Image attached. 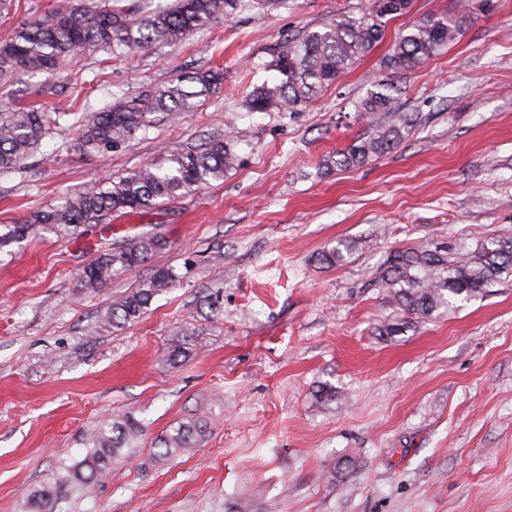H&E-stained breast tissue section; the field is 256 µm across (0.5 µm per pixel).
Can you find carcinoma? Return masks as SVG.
Masks as SVG:
<instances>
[{"mask_svg": "<svg viewBox=\"0 0 512 512\" xmlns=\"http://www.w3.org/2000/svg\"><path fill=\"white\" fill-rule=\"evenodd\" d=\"M411 4L412 0H369L366 8L341 12L320 29L288 42L270 64L281 75L279 82L254 88L245 100L247 109L280 112L311 101L382 40L386 17L407 14ZM228 7L247 8L249 4L245 0H174L167 8L141 15L136 6L124 5L122 0L101 4L68 0L0 40V82L35 72L59 74L78 56L97 47L149 55L210 26ZM462 21L461 17L441 16L405 26L383 58V70L411 72L453 42ZM223 81V72L199 69L178 74L135 96L117 98L93 117L75 119L70 125L74 147L83 152H105L133 132L150 127L157 113L172 119L196 111ZM397 92L385 76L369 81L357 111L366 116L381 113L384 120L371 122L364 136L328 157L326 168L361 166L411 132L414 113L402 111ZM60 117L61 113L44 109L0 108V172L19 169L39 141L58 127ZM233 142L230 136L211 141L199 151L173 154L164 165L142 166L117 179L67 193L58 204L34 211L15 224H0V253L10 255L13 246L45 233L61 240L76 239L84 235V228L107 215L147 212L196 186L221 180L237 161ZM163 245L164 237L157 233L134 235L112 245L84 269V286L95 291L113 277L138 269ZM504 274H512V240L488 238L468 253L450 252L445 247L395 250L379 284L411 318L429 319L455 308L458 302L478 297ZM177 281L171 270L144 281L119 306L109 309L103 321L112 327L137 321L152 300ZM203 428L199 420L183 422L162 435L156 446L166 455L187 451ZM141 433L140 423L131 417L104 422L87 439L83 459L68 469V481L94 482L124 450L134 447Z\"/></svg>", "mask_w": 512, "mask_h": 512, "instance_id": "carcinoma-1", "label": "carcinoma"}]
</instances>
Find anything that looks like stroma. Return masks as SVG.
Instances as JSON below:
<instances>
[{"label":"stroma","instance_id":"35a3bbf8","mask_svg":"<svg viewBox=\"0 0 512 512\" xmlns=\"http://www.w3.org/2000/svg\"><path fill=\"white\" fill-rule=\"evenodd\" d=\"M367 0H257L151 56L98 48L68 71L0 85V107L56 108L60 128L0 173V223L62 194L237 135L223 180L158 209L115 214L94 246L54 235L0 254V512H512V275L431 319L406 320L378 285L390 251H471L512 239V0H412L377 47L317 99L252 112L287 45ZM461 36L397 78L418 121L362 167L324 169L367 131L355 103L401 29L434 14ZM198 68L224 72L197 111L136 131L107 153L71 143L75 112ZM157 231L166 244L98 292L100 248ZM350 247L339 265L322 252ZM174 288L123 327L105 325L155 273ZM217 309H210L211 297ZM401 332L382 335L384 324ZM143 434L100 480L58 486L101 421ZM190 451L154 442L180 423ZM204 424L200 420L183 422L172 432L165 433L156 442L158 448H164V455L177 451H188L194 448L197 438L203 432Z\"/></svg>","mask_w":512,"mask_h":512}]
</instances>
